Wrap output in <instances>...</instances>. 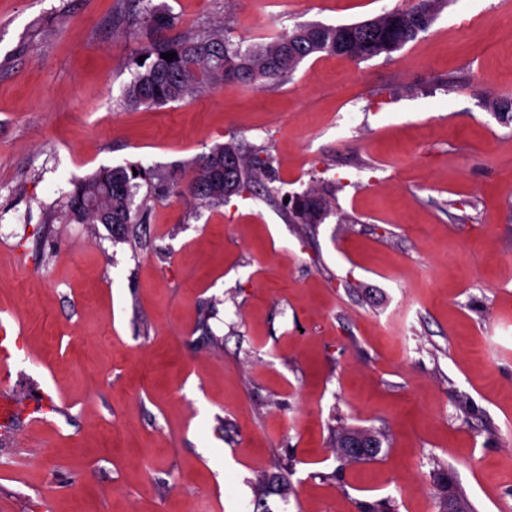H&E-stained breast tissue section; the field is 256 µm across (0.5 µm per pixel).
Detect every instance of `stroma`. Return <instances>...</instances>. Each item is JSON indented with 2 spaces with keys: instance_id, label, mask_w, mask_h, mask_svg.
Returning <instances> with one entry per match:
<instances>
[{
  "instance_id": "stroma-1",
  "label": "stroma",
  "mask_w": 512,
  "mask_h": 512,
  "mask_svg": "<svg viewBox=\"0 0 512 512\" xmlns=\"http://www.w3.org/2000/svg\"><path fill=\"white\" fill-rule=\"evenodd\" d=\"M0 0V512H439L452 468L475 512H512V2L447 0L391 55L318 54L281 83L161 107L122 90L141 47L230 19L250 45L361 22L405 0ZM266 149L276 179L224 205L156 200L137 240L65 216L102 167L186 185L218 143ZM316 185L320 224L282 200ZM467 401L469 411L458 408ZM343 426L381 432L341 467ZM135 3L133 13L128 15L131 24L138 22L139 18L150 22L157 27L171 26L174 18L165 10L162 5H152L153 0H126ZM141 6V7H140ZM138 7V11L136 9ZM289 470L283 472L265 474L258 481L257 498L255 500L254 512H269L266 508L265 496L271 491L285 497L288 494Z\"/></svg>"
}]
</instances>
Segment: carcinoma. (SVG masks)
Returning a JSON list of instances; mask_svg holds the SVG:
<instances>
[{"instance_id":"cac0c4a2","label":"carcinoma","mask_w":512,"mask_h":512,"mask_svg":"<svg viewBox=\"0 0 512 512\" xmlns=\"http://www.w3.org/2000/svg\"><path fill=\"white\" fill-rule=\"evenodd\" d=\"M137 6L128 19L135 24L143 19L157 27L171 26L174 18L152 0H131ZM441 0H409L405 8L387 11L358 23L329 26L307 25L283 31L271 41L242 47L227 36L229 23L220 27L207 24L187 32L178 39L149 45L141 55V71L122 91L123 103L130 107H160L183 101L189 96L208 92L226 83L249 84L266 80L277 84L296 70L306 58L319 53L347 56L357 61L389 55L426 31L434 21ZM174 52L168 61L162 54ZM498 118L512 121V97L488 102ZM262 150H246L230 141L218 143L195 161L194 175L186 190L177 191L198 204L220 206L232 196L253 191L261 181L272 180L270 157ZM235 157L228 169L224 159ZM137 178L147 179L154 197L163 200L171 195L174 178L161 169H139L133 174L125 167L105 168L73 183L63 197V206L79 224H132L133 188ZM330 202L317 189L309 187L291 195L288 223L320 224L326 218ZM382 449L381 436L369 429L342 428L336 431V454L341 466L373 461ZM289 470L266 474L258 481L254 512H269L265 496L274 491L288 494ZM440 512H473L454 472L440 465L431 473Z\"/></svg>"}]
</instances>
